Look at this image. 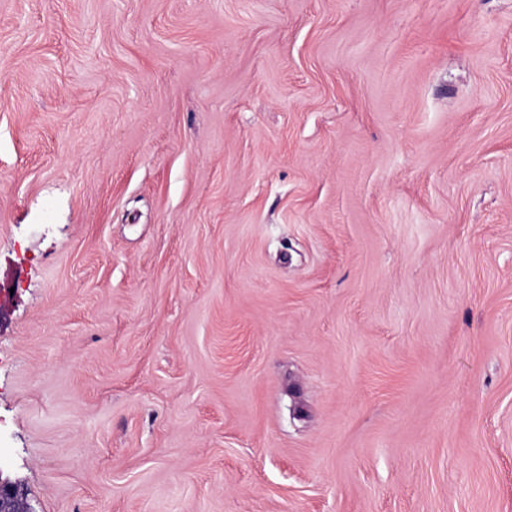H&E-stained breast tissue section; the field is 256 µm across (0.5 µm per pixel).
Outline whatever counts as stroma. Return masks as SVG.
I'll list each match as a JSON object with an SVG mask.
<instances>
[{
  "label": "stroma",
  "mask_w": 512,
  "mask_h": 512,
  "mask_svg": "<svg viewBox=\"0 0 512 512\" xmlns=\"http://www.w3.org/2000/svg\"><path fill=\"white\" fill-rule=\"evenodd\" d=\"M0 473L512 512V0H0Z\"/></svg>",
  "instance_id": "stroma-1"
}]
</instances>
